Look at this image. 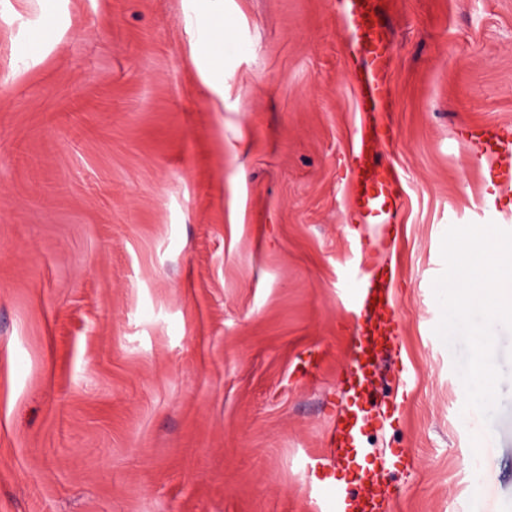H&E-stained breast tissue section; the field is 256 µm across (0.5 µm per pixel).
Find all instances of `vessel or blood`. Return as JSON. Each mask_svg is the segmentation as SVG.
Masks as SVG:
<instances>
[{
  "mask_svg": "<svg viewBox=\"0 0 512 512\" xmlns=\"http://www.w3.org/2000/svg\"><path fill=\"white\" fill-rule=\"evenodd\" d=\"M378 0H343L341 14L346 44L354 59L347 80L353 101L350 132L348 195L362 219H370L385 187L399 180L397 171L379 160L378 146L387 136L386 118L394 100L386 79L391 51L388 34L378 19ZM459 138L468 152L493 171L497 192L512 194V126H465ZM396 276L381 268L360 280L348 294L354 319L351 350L340 387L352 396L351 405L336 412L328 428L322 454L311 459V470L338 468L361 455L360 436L367 417L360 405L373 401L379 362L396 346L400 317L395 309ZM360 491L347 492L339 484L311 491L314 512H390L392 491L381 473L365 475Z\"/></svg>",
  "mask_w": 512,
  "mask_h": 512,
  "instance_id": "b4317fda",
  "label": "vessel or blood"
}]
</instances>
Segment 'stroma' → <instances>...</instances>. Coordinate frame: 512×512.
<instances>
[{"instance_id":"obj_1","label":"stroma","mask_w":512,"mask_h":512,"mask_svg":"<svg viewBox=\"0 0 512 512\" xmlns=\"http://www.w3.org/2000/svg\"><path fill=\"white\" fill-rule=\"evenodd\" d=\"M342 0H0V512H311L352 332ZM405 371L393 512H512V332L491 425L433 332L450 226L512 223L459 144L512 124V0H379ZM496 199L487 213L483 199ZM319 359L311 380L303 361Z\"/></svg>"}]
</instances>
